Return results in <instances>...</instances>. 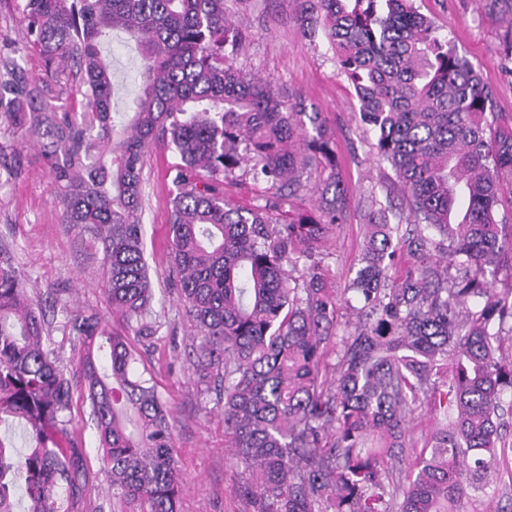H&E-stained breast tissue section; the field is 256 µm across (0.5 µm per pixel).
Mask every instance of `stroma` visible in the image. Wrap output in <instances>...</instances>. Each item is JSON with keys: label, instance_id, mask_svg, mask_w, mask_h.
<instances>
[{"label": "stroma", "instance_id": "1", "mask_svg": "<svg viewBox=\"0 0 512 512\" xmlns=\"http://www.w3.org/2000/svg\"><path fill=\"white\" fill-rule=\"evenodd\" d=\"M440 34L449 36L460 55L480 70L495 90V109L512 117L511 65L505 46L512 39V15L489 9L486 0H417ZM233 20L251 40L239 63L301 95L308 109L320 112L336 137L342 185L350 198L346 221L321 248L322 266L335 292H343L358 268L362 235L358 210L368 190L385 199L381 182L390 166L365 135L352 86L339 77L326 45L305 39L289 20L287 0H229ZM112 61L113 80L121 87L120 108H127L142 82L137 54L120 38L103 46ZM16 72L39 84L45 99L64 112L82 109L79 96L62 92L46 76L38 51L16 55ZM0 151L19 178L0 188V246L14 253L27 288L36 299L57 290L63 300L56 307L52 339L62 367L74 369L81 355L78 340L65 327L67 310L107 313L103 252L90 235L62 223L58 189L43 155V141L33 137L16 142L0 133ZM173 154L148 151L144 157V239L160 327L149 342L131 337L135 369L153 379L163 402L173 411V444L183 492L179 512H244L236 495L242 469L233 457L232 438L213 393L208 392L194 367L195 332L184 315L179 293L168 278L170 265V199L174 188L166 176ZM73 438L83 450L90 473L82 512H139L136 503L112 494L97 452L96 429L82 390H75L71 406Z\"/></svg>", "mask_w": 512, "mask_h": 512}]
</instances>
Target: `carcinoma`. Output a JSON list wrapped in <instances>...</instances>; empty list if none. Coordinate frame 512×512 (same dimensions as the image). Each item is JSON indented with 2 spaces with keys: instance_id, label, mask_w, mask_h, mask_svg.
I'll return each instance as SVG.
<instances>
[{
  "instance_id": "obj_1",
  "label": "carcinoma",
  "mask_w": 512,
  "mask_h": 512,
  "mask_svg": "<svg viewBox=\"0 0 512 512\" xmlns=\"http://www.w3.org/2000/svg\"><path fill=\"white\" fill-rule=\"evenodd\" d=\"M228 0H24L27 42L81 112L48 107L39 86L0 83V123L16 140L47 137L62 223L102 244L107 301L126 330L95 314L68 318L82 347L65 371L52 323L0 249V512H78L88 486L70 444L74 389H84L112 494L140 512H176L181 479L174 417L152 381L134 373L128 330L155 334L145 257L146 151H170V275L196 330L195 364L224 412L245 477L248 512H470V490L498 480L512 448V121L493 109L478 70L419 12L415 0H289L301 34L321 38L354 88L373 148L402 202L359 210L358 269L342 299L318 248L350 207L336 143L297 95L237 64L248 35ZM114 31L132 41L143 83L129 112L114 108ZM306 141L297 154L294 138ZM243 162L268 185L264 204L231 205L224 181ZM330 170L318 217L274 219ZM353 329L327 342L338 303ZM427 406L420 450L406 417ZM405 485L389 480L407 459Z\"/></svg>"
}]
</instances>
